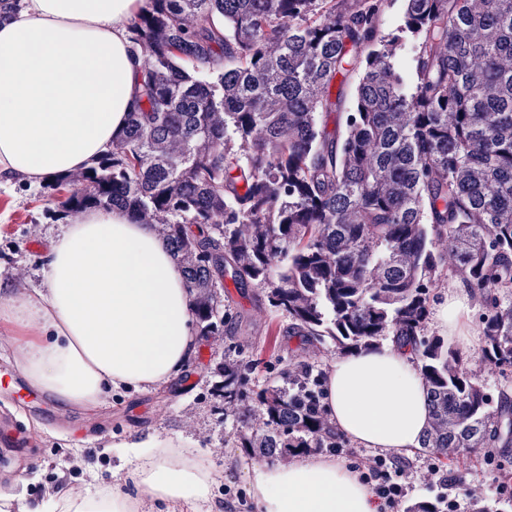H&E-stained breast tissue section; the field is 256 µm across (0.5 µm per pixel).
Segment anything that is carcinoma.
Here are the masks:
<instances>
[{"label": "carcinoma", "mask_w": 512, "mask_h": 512, "mask_svg": "<svg viewBox=\"0 0 512 512\" xmlns=\"http://www.w3.org/2000/svg\"><path fill=\"white\" fill-rule=\"evenodd\" d=\"M384 4L149 0L130 27L146 59L122 147L52 216L98 206L163 219L200 336L237 320L217 303L227 274L266 290L293 336L344 354L408 342L430 411L422 447L444 466L512 447L508 389L492 395L459 350L424 334L447 239L455 277L481 298V355L512 377V307L499 297L512 293V0H404L387 35ZM407 45L408 76L396 66ZM215 373L249 456L345 447L314 366H285L258 391L237 360Z\"/></svg>", "instance_id": "1"}]
</instances>
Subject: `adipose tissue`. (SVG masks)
Segmentation results:
<instances>
[{"label":"adipose tissue","instance_id":"ef3b65f1","mask_svg":"<svg viewBox=\"0 0 512 512\" xmlns=\"http://www.w3.org/2000/svg\"><path fill=\"white\" fill-rule=\"evenodd\" d=\"M147 0H20L0 21V173L30 184L90 167L139 103L144 57L130 39ZM43 284L0 288V320L28 383L60 404L104 406L114 389L176 380L198 346L194 295L165 242L122 209L81 211L43 254ZM325 410L363 448L420 445L429 410L418 362L392 340L334 359ZM217 473L163 449L129 477L81 496L62 488L56 512H132L136 494L197 512ZM134 484L127 492L126 484ZM259 512H380L358 473L330 457L258 465Z\"/></svg>","mask_w":512,"mask_h":512}]
</instances>
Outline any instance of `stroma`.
<instances>
[{"label":"stroma","instance_id":"stroma-1","mask_svg":"<svg viewBox=\"0 0 512 512\" xmlns=\"http://www.w3.org/2000/svg\"><path fill=\"white\" fill-rule=\"evenodd\" d=\"M82 186L78 172L56 191L0 178L1 283L18 291L42 283L39 254L59 229L50 213ZM224 302L237 313L235 324L226 335L199 337L194 357L176 381L147 392H114L108 405L95 410H64L74 427L89 431L82 444L46 420L55 402L25 385L11 350L1 347L0 405L22 422L16 443L0 444V489L14 494V512H36L49 503L61 482L82 495L99 491L114 468H133L136 445L156 437L189 449L197 463L222 473L213 498L200 503L198 512H258L247 488L255 461L236 446L234 414L212 395L214 368L227 357L239 360L249 387L258 389L286 364L310 363L327 371L337 352L329 344L289 335L287 315L269 306L262 289L227 284ZM390 456L395 465L415 473L411 500L435 499L437 490L429 472L436 461L432 451L394 450ZM444 471L460 478L480 504L512 512V459L483 451L465 453Z\"/></svg>","mask_w":512,"mask_h":512}]
</instances>
